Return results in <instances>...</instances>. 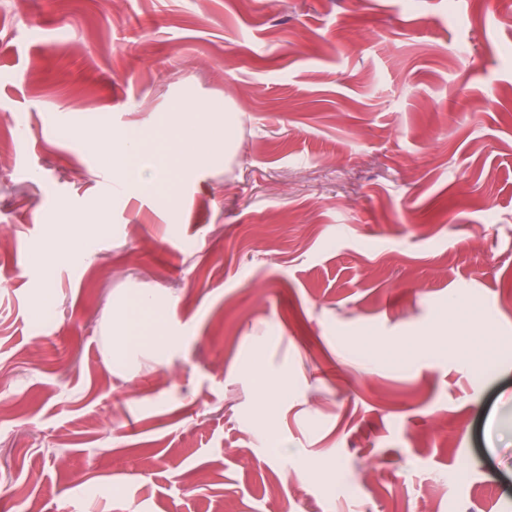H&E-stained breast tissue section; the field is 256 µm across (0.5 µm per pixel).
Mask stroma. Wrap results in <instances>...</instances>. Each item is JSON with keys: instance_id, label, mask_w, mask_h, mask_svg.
Here are the masks:
<instances>
[{"instance_id": "stroma-1", "label": "stroma", "mask_w": 512, "mask_h": 512, "mask_svg": "<svg viewBox=\"0 0 512 512\" xmlns=\"http://www.w3.org/2000/svg\"><path fill=\"white\" fill-rule=\"evenodd\" d=\"M214 102L232 152L172 199L73 135ZM11 140L0 472L35 512H512V25L479 0H10ZM101 207L91 261L32 265ZM142 292L176 342L110 364ZM470 305L492 360L457 352Z\"/></svg>"}]
</instances>
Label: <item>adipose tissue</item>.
I'll return each instance as SVG.
<instances>
[{"label": "adipose tissue", "mask_w": 512, "mask_h": 512, "mask_svg": "<svg viewBox=\"0 0 512 512\" xmlns=\"http://www.w3.org/2000/svg\"><path fill=\"white\" fill-rule=\"evenodd\" d=\"M169 133L161 146H153L143 130L132 128L121 136H106L98 140L99 152L113 166V182L133 195H152L168 190L171 168L203 167L213 158L203 150L202 140L214 144L224 141L221 123H202L197 111L179 109L171 113ZM166 311L155 296L142 294L131 303L118 304L116 321L119 334L113 339L110 355L115 362H124L133 344H140L153 353L155 360H163L170 337L164 336Z\"/></svg>", "instance_id": "1"}]
</instances>
